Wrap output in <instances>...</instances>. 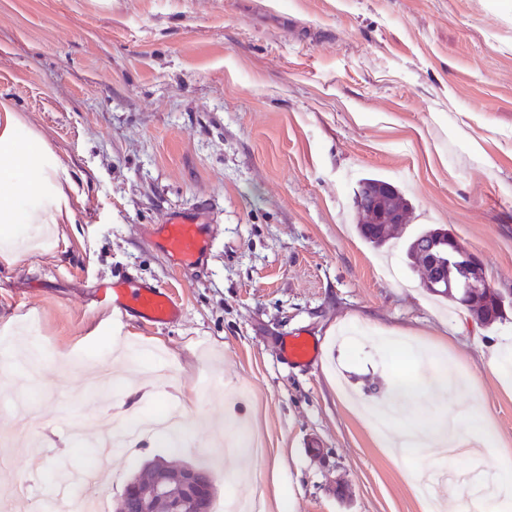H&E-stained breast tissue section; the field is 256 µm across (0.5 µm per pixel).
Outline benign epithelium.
<instances>
[{
	"label": "benign epithelium",
	"mask_w": 512,
	"mask_h": 512,
	"mask_svg": "<svg viewBox=\"0 0 512 512\" xmlns=\"http://www.w3.org/2000/svg\"><path fill=\"white\" fill-rule=\"evenodd\" d=\"M372 209L376 212L379 224H400L407 220L404 209L393 210L374 198ZM435 239L442 248L428 259V264L437 272L426 279L423 287L437 292H453L462 288H487L486 271L483 261L467 249L459 246L448 253V231L435 232ZM148 465L156 472V477L148 492L142 495L143 505L156 500L164 504L167 512H187V508L215 493V482H202L198 471L188 465L172 466L162 458H156Z\"/></svg>",
	"instance_id": "obj_1"
}]
</instances>
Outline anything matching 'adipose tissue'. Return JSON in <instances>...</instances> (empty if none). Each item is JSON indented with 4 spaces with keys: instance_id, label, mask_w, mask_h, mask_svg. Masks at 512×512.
Listing matches in <instances>:
<instances>
[{
    "instance_id": "1",
    "label": "adipose tissue",
    "mask_w": 512,
    "mask_h": 512,
    "mask_svg": "<svg viewBox=\"0 0 512 512\" xmlns=\"http://www.w3.org/2000/svg\"><path fill=\"white\" fill-rule=\"evenodd\" d=\"M73 185L62 166L41 137L27 130L16 113L0 110V257L18 258L32 247L28 227H38L48 234L51 225L70 221L68 193ZM465 375L436 372L426 382L415 383L412 390L388 394L382 411L404 412L425 394L436 393L438 387L466 390ZM466 431H458L455 420H448L434 432L436 440L455 445L478 442L491 446L482 409L469 407L465 412Z\"/></svg>"
}]
</instances>
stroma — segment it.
<instances>
[{
    "mask_svg": "<svg viewBox=\"0 0 512 512\" xmlns=\"http://www.w3.org/2000/svg\"><path fill=\"white\" fill-rule=\"evenodd\" d=\"M3 107L74 185L71 223L0 260V340L13 345L0 436L38 427L43 458L33 469L0 447V486L26 482L16 512H61V484L97 432L174 398L188 427L120 449L97 473L103 512L154 456L212 467L215 425L264 449L227 453L219 495L261 512H428L415 476L436 458L392 457L353 405L383 399L398 374L429 377L410 354L394 359L391 329L442 348L441 365L472 380L407 426L485 410L492 448L449 473L512 462V316L484 327L429 298L404 254L421 229H448L512 296V0H0ZM462 112L477 115L468 137L483 154L449 136ZM367 176L411 207L388 259L356 230ZM194 211L212 249L171 265L155 226ZM130 277L171 295L180 320H113L98 287ZM298 334L321 361L288 362L282 343ZM33 348L51 364L32 387Z\"/></svg>",
    "mask_w": 512,
    "mask_h": 512,
    "instance_id": "35a3bbf8",
    "label": "stroma"
}]
</instances>
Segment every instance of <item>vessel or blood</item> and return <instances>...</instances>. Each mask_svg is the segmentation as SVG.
I'll return each instance as SVG.
<instances>
[{
	"label": "vessel or blood",
	"mask_w": 512,
	"mask_h": 512,
	"mask_svg": "<svg viewBox=\"0 0 512 512\" xmlns=\"http://www.w3.org/2000/svg\"><path fill=\"white\" fill-rule=\"evenodd\" d=\"M159 248L174 264L191 266L208 253L211 242L205 227L185 215H172L158 226ZM113 312L119 316L136 314L147 322L167 324L179 319L181 309L161 288L129 280L113 282L105 292ZM286 358L299 366L317 362L320 351L308 340L293 337L284 346Z\"/></svg>",
	"instance_id": "obj_1"
}]
</instances>
